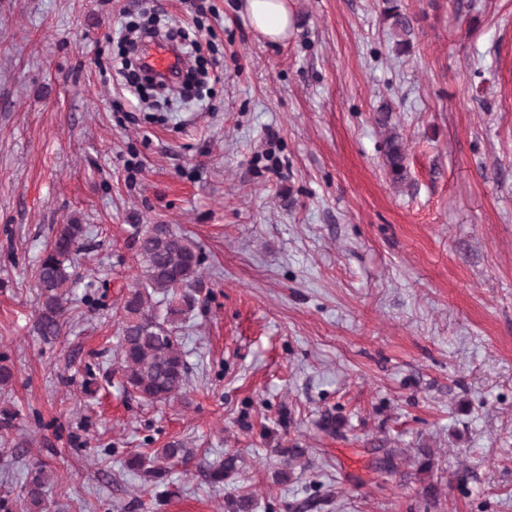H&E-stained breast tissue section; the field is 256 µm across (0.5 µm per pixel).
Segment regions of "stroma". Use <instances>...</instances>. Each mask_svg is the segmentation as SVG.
<instances>
[{"instance_id": "1", "label": "stroma", "mask_w": 512, "mask_h": 512, "mask_svg": "<svg viewBox=\"0 0 512 512\" xmlns=\"http://www.w3.org/2000/svg\"><path fill=\"white\" fill-rule=\"evenodd\" d=\"M290 4L274 43L244 0H0V408L27 441L0 449L12 512L38 460L43 512H224L202 467L230 449L255 512H512V0H402V55L379 0ZM149 11L219 61L202 101L158 111L119 75L117 33ZM73 218V293L101 303L46 338L33 267ZM134 224L190 236L207 289L187 391L153 406L116 376L82 386L118 367ZM172 440L196 455L159 498L126 461ZM282 448L308 464L277 484ZM384 160L393 183H402L406 179V157L401 138L395 132L386 138Z\"/></svg>"}]
</instances>
